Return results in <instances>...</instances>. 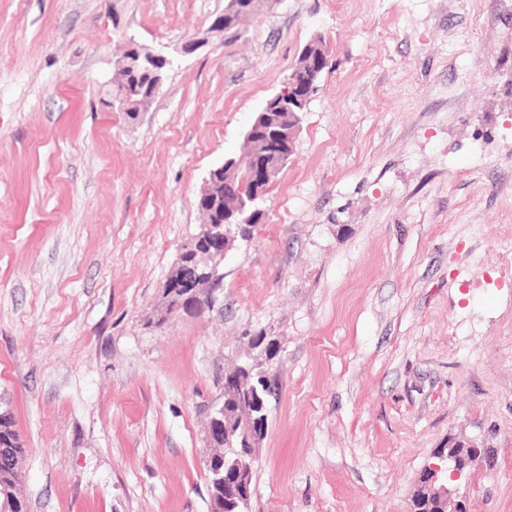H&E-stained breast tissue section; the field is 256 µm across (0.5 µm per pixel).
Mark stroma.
I'll list each match as a JSON object with an SVG mask.
<instances>
[{
  "label": "stroma",
  "instance_id": "obj_1",
  "mask_svg": "<svg viewBox=\"0 0 512 512\" xmlns=\"http://www.w3.org/2000/svg\"><path fill=\"white\" fill-rule=\"evenodd\" d=\"M225 0H0V393L29 512H209L224 374L277 342L250 512H512V0H278L190 56ZM323 37L294 153L220 301L165 314L208 171ZM173 55L107 105L131 44ZM117 68H118V66H117ZM117 68L115 70V74H114L113 82H112V89H113L112 97L117 96L124 101V104H125L124 110H123V104L119 110H123V112H125L126 115L128 116L129 114H131V112H133L139 108L137 106V104L140 103V99H141V96L139 95V93L142 90L144 82H143V80L138 81L136 79H134V80L130 79L127 82H123L118 77V75L121 73H118ZM129 106L131 107V109H129V110L126 109ZM133 113H136L137 115L140 114V112H133ZM452 447L447 453L445 449L437 452L438 463H431L419 475L416 490L411 500L410 509H416L415 503L420 505L416 512H446L448 503V480L454 481L461 476L470 462V456L463 454ZM446 459V464L443 461ZM448 460L451 465L448 466ZM449 472V478H448Z\"/></svg>",
  "mask_w": 512,
  "mask_h": 512
}]
</instances>
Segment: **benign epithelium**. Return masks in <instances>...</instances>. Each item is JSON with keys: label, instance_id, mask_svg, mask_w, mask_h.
Returning a JSON list of instances; mask_svg holds the SVG:
<instances>
[{"label": "benign epithelium", "instance_id": "benign-epithelium-1", "mask_svg": "<svg viewBox=\"0 0 512 512\" xmlns=\"http://www.w3.org/2000/svg\"><path fill=\"white\" fill-rule=\"evenodd\" d=\"M238 10L237 0H227L224 13L216 16L209 27L185 40L179 52L191 55L206 45L210 38L224 35V16ZM145 67L151 70L154 83L151 95H156L164 83V68L168 62L162 53H148L143 56ZM293 94L296 101L305 104L307 95L293 80L288 79L286 87L267 100L265 106L257 113L247 130L244 142L249 145L251 161L248 172H243L237 163L228 159L212 168L199 195V207L213 218L206 220L203 226L212 235L222 238V244L201 256L193 265H180L178 273L169 281L166 288V313L184 312L192 304L204 298L216 303L212 295H204V290L215 286L221 279L219 266L229 250L234 236L222 229L224 224H248L259 213L251 208L258 199L269 190L282 168L288 163L293 153L294 142L300 129L298 113L284 107L283 97ZM250 183L251 191L242 195L243 184ZM243 407L232 422L235 430L228 429L224 420V407L213 412L204 440L208 449L217 447V441H223L225 450L219 455V464L211 468L212 481L224 483V471L234 467L240 468L239 459H230L227 449L234 447L233 436L246 438L249 445L248 456L253 469L256 463L260 441L255 433L256 422L267 417V399L256 396L247 401L245 394H240ZM439 462L432 463L419 475L416 490L412 497L410 509L419 512H446L448 503V481L461 476L470 462V456L458 450H439L436 454Z\"/></svg>", "mask_w": 512, "mask_h": 512}]
</instances>
